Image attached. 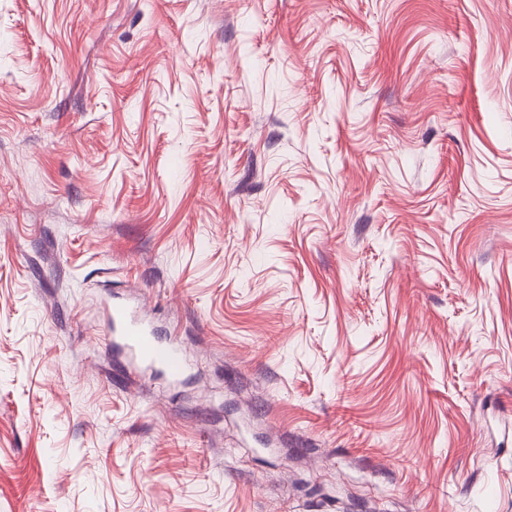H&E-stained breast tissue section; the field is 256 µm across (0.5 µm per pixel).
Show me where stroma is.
Masks as SVG:
<instances>
[{
	"label": "stroma",
	"instance_id": "stroma-1",
	"mask_svg": "<svg viewBox=\"0 0 512 512\" xmlns=\"http://www.w3.org/2000/svg\"><path fill=\"white\" fill-rule=\"evenodd\" d=\"M0 512H512V0H0ZM110 322L112 333L117 327L122 345L136 361L160 370L173 380L185 372L187 359L177 343L154 340L143 323L122 307L112 309Z\"/></svg>",
	"mask_w": 512,
	"mask_h": 512
}]
</instances>
